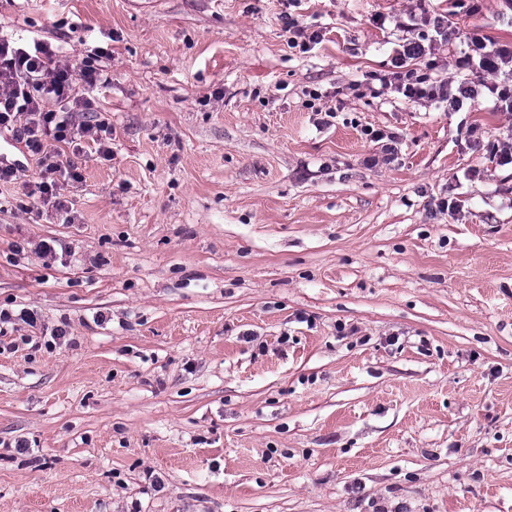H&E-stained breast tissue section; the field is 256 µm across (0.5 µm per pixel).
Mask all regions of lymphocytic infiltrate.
Returning <instances> with one entry per match:
<instances>
[{"mask_svg": "<svg viewBox=\"0 0 512 512\" xmlns=\"http://www.w3.org/2000/svg\"><path fill=\"white\" fill-rule=\"evenodd\" d=\"M436 46V45H435ZM435 46L412 39L396 48L392 69L379 75L382 86L394 89L405 100L446 103L460 110L464 103L478 100L475 85L418 73L412 61L433 54ZM468 50L456 59L458 69L493 76L487 94L494 110L512 112V43H500L474 34ZM101 73L91 62L64 65L48 43L37 41L24 48L0 36V130L13 132L40 164L35 191L44 205L65 210L61 193L65 182L79 181L80 173L63 161L61 146L73 148L90 140L103 158L112 150L105 134L106 123L74 122L73 111L91 108L89 91L101 85Z\"/></svg>", "mask_w": 512, "mask_h": 512, "instance_id": "1", "label": "lymphocytic infiltrate"}]
</instances>
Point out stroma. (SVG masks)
<instances>
[{
	"mask_svg": "<svg viewBox=\"0 0 512 512\" xmlns=\"http://www.w3.org/2000/svg\"><path fill=\"white\" fill-rule=\"evenodd\" d=\"M428 7L460 33L435 76L512 41V0ZM417 11L0 0L18 44L108 50L85 118L112 127L111 159L64 148L67 217L0 134V308L39 315L0 324V512H512V112L373 94Z\"/></svg>",
	"mask_w": 512,
	"mask_h": 512,
	"instance_id": "stroma-1",
	"label": "stroma"
}]
</instances>
